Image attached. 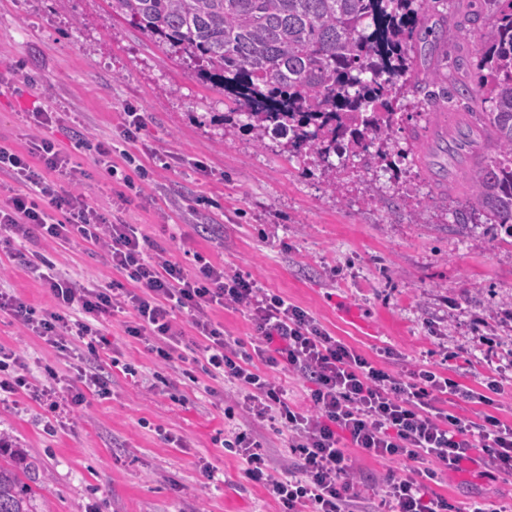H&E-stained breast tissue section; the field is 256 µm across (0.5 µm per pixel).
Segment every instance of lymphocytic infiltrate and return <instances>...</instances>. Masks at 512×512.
I'll use <instances>...</instances> for the list:
<instances>
[{"instance_id":"obj_1","label":"lymphocytic infiltrate","mask_w":512,"mask_h":512,"mask_svg":"<svg viewBox=\"0 0 512 512\" xmlns=\"http://www.w3.org/2000/svg\"><path fill=\"white\" fill-rule=\"evenodd\" d=\"M0 173L17 187L0 204V242L37 231L46 242L61 244L78 238L105 249L118 280L105 288H84L41 255L26 265L47 288L57 308L42 311L20 297L0 290V312L17 320L46 343L63 337L85 339L78 353L75 378L60 384L31 379L17 352L0 345V395H25L57 410L61 403L81 406L87 393L110 394L106 363L97 359L100 331L93 319L130 311L129 336L150 341L158 359L180 356L182 333L174 324L184 312L201 339L207 374L234 388L238 411H225L230 424L224 446L240 456L245 480L263 484L282 512H359L348 449L390 461H407L406 475L389 476L382 488L383 512H456L447 497L430 486L438 470H460L480 451L488 466L512 474V424L487 414L481 421L441 407L443 398L463 396L484 406L492 398L461 390L451 378L430 369L395 375L331 336L307 311L283 297L258 288L250 276L226 273L223 266L196 256L195 271L147 254V239L137 227L111 220L89 204L79 185L83 173L49 139L29 151L0 145ZM243 307L256 337L251 347L228 336L208 311ZM79 309L83 316L70 319ZM302 378L308 409L290 405L279 375ZM244 423H234L236 413ZM268 422L283 435L295 458L294 468L273 476L255 431Z\"/></svg>"}]
</instances>
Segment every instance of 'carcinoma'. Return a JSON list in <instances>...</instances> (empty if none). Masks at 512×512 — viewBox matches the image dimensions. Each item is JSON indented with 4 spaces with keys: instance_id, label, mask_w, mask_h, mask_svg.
<instances>
[{
    "instance_id": "cac0c4a2",
    "label": "carcinoma",
    "mask_w": 512,
    "mask_h": 512,
    "mask_svg": "<svg viewBox=\"0 0 512 512\" xmlns=\"http://www.w3.org/2000/svg\"><path fill=\"white\" fill-rule=\"evenodd\" d=\"M444 0H109L159 43L197 65L224 88L255 139L279 136L324 158L347 140L366 151L390 140L403 87L437 105L456 101L472 133H486L492 152L483 165L455 176L448 191L469 194L455 223L477 216L512 237V0H481V9L448 26L446 42L469 35L482 21L476 60L458 58L452 70L421 78L415 55L431 13ZM476 71L477 80L471 79ZM489 108L475 112V104ZM34 470L20 454L0 464V512H31Z\"/></svg>"
}]
</instances>
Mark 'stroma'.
Masks as SVG:
<instances>
[{
    "label": "stroma",
    "instance_id": "35a3bbf8",
    "mask_svg": "<svg viewBox=\"0 0 512 512\" xmlns=\"http://www.w3.org/2000/svg\"><path fill=\"white\" fill-rule=\"evenodd\" d=\"M0 143L27 149L42 137L85 171L90 203L137 225L151 248L191 266L202 253L227 272L309 312L331 335L387 370L422 365L462 387H503L489 412L512 422V237L491 224L461 226L463 194H442L414 153L428 110L412 94L398 102L395 152H368L328 165L283 138L258 146L240 122H226L221 88L203 83L188 58L159 45L107 0H0ZM41 104L48 128L26 122ZM141 113L138 141L123 136L126 113ZM109 142L130 162L104 178L94 146ZM136 188L126 191L123 180ZM125 201H118V192ZM32 251L81 286L117 276L102 249L73 240ZM0 289L41 310L54 303L24 264L0 246ZM125 314L101 320V357L112 369L108 398L88 395L47 434L46 408L19 396L0 401V432L38 467L33 512H279L265 488L245 481L242 462L215 443L232 406L228 386L203 363H157L125 332ZM17 347L30 372L70 375L74 340L47 344L0 313V345ZM181 447L169 444V437ZM358 489L377 503L392 464L350 449ZM468 512L476 501L512 504V477L481 464L444 473L435 487Z\"/></svg>",
    "mask_w": 512,
    "mask_h": 512
}]
</instances>
